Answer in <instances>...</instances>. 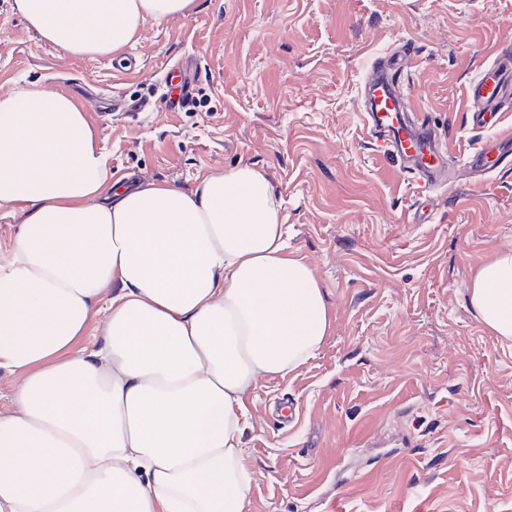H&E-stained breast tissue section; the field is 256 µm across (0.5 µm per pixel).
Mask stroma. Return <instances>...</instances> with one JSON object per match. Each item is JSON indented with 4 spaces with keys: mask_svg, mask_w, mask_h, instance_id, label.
I'll return each mask as SVG.
<instances>
[{
    "mask_svg": "<svg viewBox=\"0 0 512 512\" xmlns=\"http://www.w3.org/2000/svg\"><path fill=\"white\" fill-rule=\"evenodd\" d=\"M504 40L512 0H196L121 53L71 56L0 0L1 89L150 100L93 120L113 179L190 190L254 166L327 292L319 352L249 396L247 512H512V347L467 303L475 270L512 249V165L476 184L456 162L512 134V112L473 130L465 95ZM407 42L411 105L452 154L453 186L430 198L360 115L373 62ZM187 63L194 103L168 111V72ZM424 205L428 223H402Z\"/></svg>",
    "mask_w": 512,
    "mask_h": 512,
    "instance_id": "1",
    "label": "stroma"
}]
</instances>
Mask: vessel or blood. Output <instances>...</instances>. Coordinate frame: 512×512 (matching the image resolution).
<instances>
[{
	"mask_svg": "<svg viewBox=\"0 0 512 512\" xmlns=\"http://www.w3.org/2000/svg\"><path fill=\"white\" fill-rule=\"evenodd\" d=\"M394 58L376 59L363 86L362 120L377 151L393 158L401 171L413 175L422 193H434L447 159L448 144L428 123L407 117L408 96L394 80ZM472 126L485 128L501 112L512 108V62L495 56L466 86ZM512 156V138L482 141L463 156L469 174L480 178L500 168Z\"/></svg>",
	"mask_w": 512,
	"mask_h": 512,
	"instance_id": "obj_1",
	"label": "vessel or blood"
}]
</instances>
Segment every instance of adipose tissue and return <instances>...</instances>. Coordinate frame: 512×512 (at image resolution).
Returning <instances> with one entry per match:
<instances>
[{"instance_id":"1","label":"adipose tissue","mask_w":512,"mask_h":512,"mask_svg":"<svg viewBox=\"0 0 512 512\" xmlns=\"http://www.w3.org/2000/svg\"><path fill=\"white\" fill-rule=\"evenodd\" d=\"M194 0H14L75 56L130 45ZM25 213L0 262V512H245L241 438L257 380L321 349L327 294L290 254L281 204L250 165L189 191L110 184L98 131L70 97H0V207ZM468 303L512 346V250Z\"/></svg>"}]
</instances>
